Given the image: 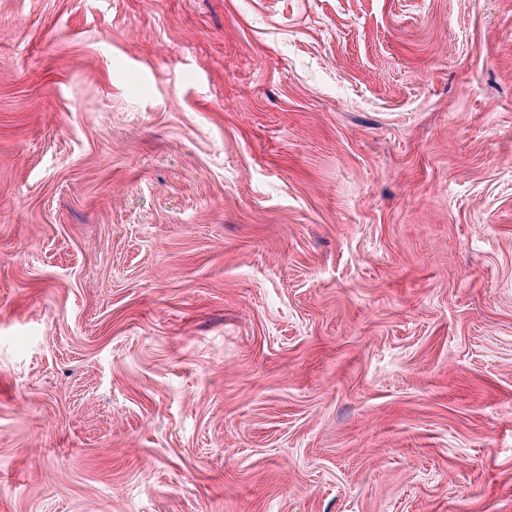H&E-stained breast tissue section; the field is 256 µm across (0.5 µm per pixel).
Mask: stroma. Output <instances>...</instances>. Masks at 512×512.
I'll return each mask as SVG.
<instances>
[{"mask_svg": "<svg viewBox=\"0 0 512 512\" xmlns=\"http://www.w3.org/2000/svg\"><path fill=\"white\" fill-rule=\"evenodd\" d=\"M0 512H512V0H0Z\"/></svg>", "mask_w": 512, "mask_h": 512, "instance_id": "stroma-1", "label": "stroma"}]
</instances>
